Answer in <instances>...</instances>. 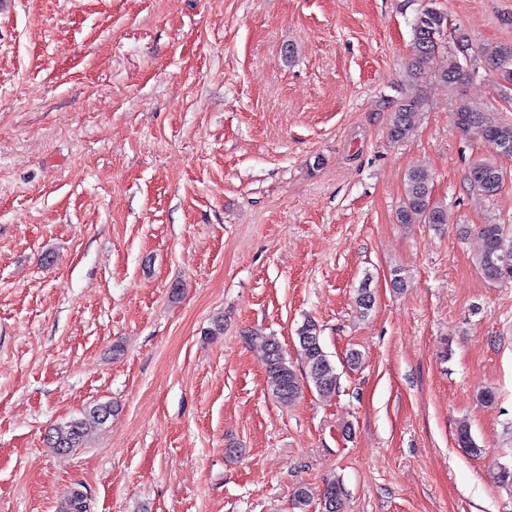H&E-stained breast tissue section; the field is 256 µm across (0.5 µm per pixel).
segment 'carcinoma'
Instances as JSON below:
<instances>
[{
	"label": "carcinoma",
	"instance_id": "1",
	"mask_svg": "<svg viewBox=\"0 0 512 512\" xmlns=\"http://www.w3.org/2000/svg\"><path fill=\"white\" fill-rule=\"evenodd\" d=\"M412 55L405 70L406 92L392 101L393 115L388 135L399 140L413 128L415 119L422 108V98L418 87L427 78L428 60L440 51L448 53V67L435 74V78L453 89L470 79L475 71L469 69L466 56L460 45L469 43L468 36L456 31L453 45L445 41L448 29V16L431 6L428 13L416 14L412 24ZM484 61L501 70L504 62L512 64V43H495L481 47ZM455 113L463 117L456 127L464 132L477 131L495 151L507 147L512 156V124L495 119L489 114L475 112L459 101ZM471 170L483 174L485 182H473L471 186L486 196H494L501 190L505 177L501 168L486 160L475 162ZM401 224H446L447 207L433 198L428 173L415 167L406 175L405 191L397 211ZM481 249L476 256V268L487 282L492 284L512 282V225L481 224L478 226ZM302 372L288 362L279 343L271 336H261L259 340L266 351L267 387L272 395L284 405L294 402L302 393L303 387L310 386L321 396L336 391L339 373L329 359L322 342L303 345L304 338L320 336L318 323L308 317L296 330ZM116 412L110 402L97 403L81 413V416L58 423L49 428L46 434L48 447L67 452L84 446L89 430L93 426L104 425ZM456 442L472 455L482 453L483 448L472 435L466 421L458 423ZM346 491L340 479L326 481L320 498L321 512H346ZM61 512H90V498L85 487L74 484L64 496Z\"/></svg>",
	"mask_w": 512,
	"mask_h": 512
}]
</instances>
